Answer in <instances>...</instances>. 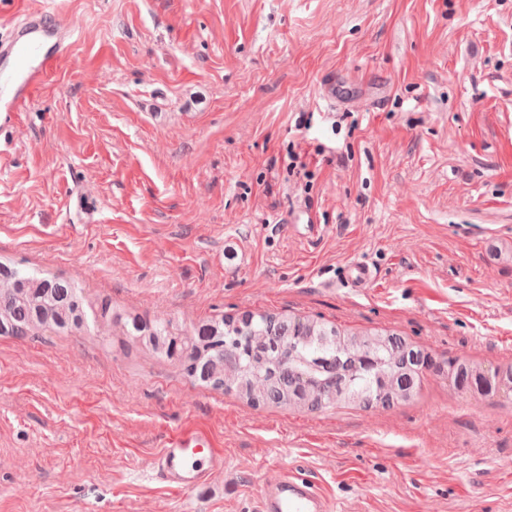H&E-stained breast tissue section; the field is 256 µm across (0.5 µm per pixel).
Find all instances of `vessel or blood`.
<instances>
[{
    "mask_svg": "<svg viewBox=\"0 0 512 512\" xmlns=\"http://www.w3.org/2000/svg\"><path fill=\"white\" fill-rule=\"evenodd\" d=\"M72 30L48 12L28 11L0 36V86L9 93L0 104V126L31 101L32 91L65 53ZM174 492L205 487L224 471V450L207 431L185 426L169 435L152 462ZM262 512H331L327 495L312 481L292 472L271 477L261 498Z\"/></svg>",
    "mask_w": 512,
    "mask_h": 512,
    "instance_id": "b4317fda",
    "label": "vessel or blood"
}]
</instances>
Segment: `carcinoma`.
<instances>
[{"mask_svg": "<svg viewBox=\"0 0 512 512\" xmlns=\"http://www.w3.org/2000/svg\"><path fill=\"white\" fill-rule=\"evenodd\" d=\"M93 321L119 326L159 357H178L187 377L216 390H235L253 407L299 405L317 411L341 402L390 407L414 398L423 366L470 391L472 365L438 362L413 351L404 337L344 336L314 319L245 311L187 328L172 321L122 316L112 303L86 299L75 281L0 262V336L79 332Z\"/></svg>", "mask_w": 512, "mask_h": 512, "instance_id": "carcinoma-1", "label": "carcinoma"}]
</instances>
